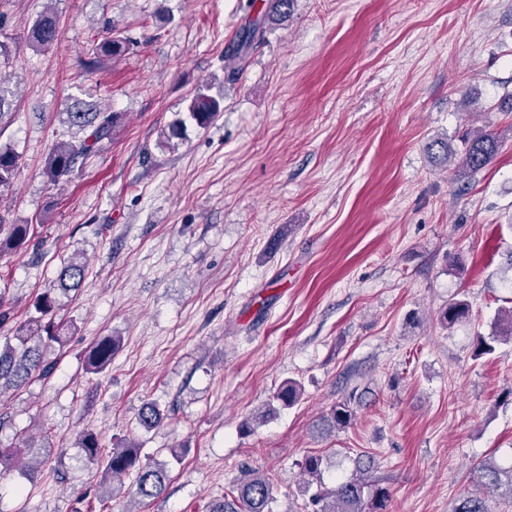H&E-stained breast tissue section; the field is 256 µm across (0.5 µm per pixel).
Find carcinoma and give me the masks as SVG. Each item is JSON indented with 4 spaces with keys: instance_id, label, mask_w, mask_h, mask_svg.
Returning <instances> with one entry per match:
<instances>
[{
    "instance_id": "obj_1",
    "label": "carcinoma",
    "mask_w": 512,
    "mask_h": 512,
    "mask_svg": "<svg viewBox=\"0 0 512 512\" xmlns=\"http://www.w3.org/2000/svg\"><path fill=\"white\" fill-rule=\"evenodd\" d=\"M59 37V21L55 10L46 6L28 30L25 41L36 50L51 48ZM264 37V26L253 20L244 26L228 46V56L242 60L246 51L260 43ZM130 49V41L119 35L108 33L97 45L94 57L87 65L92 68L101 59L123 55ZM223 111L221 101L208 94L197 92L188 106V113L195 123L205 128ZM122 117L118 112H101L92 107L75 102L66 108L64 123L73 131L70 140L54 144L45 160L44 174L51 185L56 186L68 180L78 161L102 149L112 142V135ZM501 144V135L495 130H484L470 136L460 160L448 151V143L437 140L430 147H438L444 160L458 162L465 173L474 174L485 168L496 156ZM22 164V156L9 146L0 145V186H6L14 179ZM30 242V225L8 224L0 214V254L26 249ZM86 262L74 255L59 270L53 285L45 289L34 302V313L15 328L17 344L6 343L0 348V392L6 387H19L37 374L43 378L52 375L54 367L45 360L43 348L54 342L67 341L68 323L58 318L61 304L58 295H67L78 290L84 282ZM469 303L455 299L448 303L442 314L443 323L451 327L469 316ZM512 342V307L498 314L497 326L491 334V341L480 342L479 354L487 355L495 351V343ZM121 338L104 336L88 350L85 368L90 373H100L112 362L120 349ZM301 394L299 384L288 380L283 382L275 393V398L284 407L294 405ZM352 418V410L343 402L334 407L327 427L340 429L347 426ZM161 421L159 410L145 405L138 413L139 425L147 431L156 428ZM79 445L86 459L100 468V487L111 485L122 487L125 477H133L132 487L142 499L156 498L165 489L167 478L165 467L143 453L142 442L126 441L113 448H104L98 435L87 430L79 437ZM322 459L309 455L304 459L302 492L306 496L305 512H371L367 503L385 504L387 493L372 488L363 474L355 473L332 487L317 485L320 479ZM479 491L459 498L452 512H491L487 498L496 494L504 485L512 494V469L499 468L492 463H480L472 470ZM273 485L270 478L257 469H245L234 481L230 497L211 501L207 512H273Z\"/></svg>"
}]
</instances>
